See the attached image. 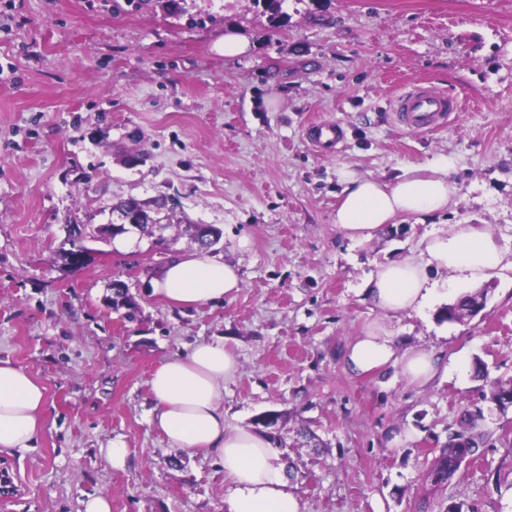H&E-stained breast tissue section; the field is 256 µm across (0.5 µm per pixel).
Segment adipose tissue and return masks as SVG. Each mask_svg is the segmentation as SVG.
<instances>
[{"mask_svg": "<svg viewBox=\"0 0 512 512\" xmlns=\"http://www.w3.org/2000/svg\"><path fill=\"white\" fill-rule=\"evenodd\" d=\"M452 167L442 161L411 167L392 181L362 176L350 169L343 185L335 224L356 242L369 241L400 216H428L447 208L454 192ZM505 254L493 228L454 225L449 233L429 238L419 254L380 265L364 292L385 316L420 311L437 293L428 268L445 270L452 285L476 283L503 268ZM238 268L209 255L186 252L161 268L153 291L169 306L193 310L223 300L238 290ZM348 368L365 375L398 369L407 383L427 386L448 365L424 349L398 350L386 325H368L346 353ZM239 370L223 341H199L166 358L149 381L152 407L148 422L172 448L213 459L228 484L225 512H303L295 485L270 440L251 429L224 424V383ZM48 398L45 387L10 359L0 358V451L27 452L43 429Z\"/></svg>", "mask_w": 512, "mask_h": 512, "instance_id": "obj_1", "label": "adipose tissue"}]
</instances>
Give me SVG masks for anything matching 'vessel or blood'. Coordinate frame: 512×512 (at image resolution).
Here are the masks:
<instances>
[{
  "label": "vessel or blood",
  "instance_id": "1",
  "mask_svg": "<svg viewBox=\"0 0 512 512\" xmlns=\"http://www.w3.org/2000/svg\"><path fill=\"white\" fill-rule=\"evenodd\" d=\"M390 105L408 130L427 132L444 127L449 117L460 110L462 103L457 97L418 82L394 96ZM307 137L320 152L331 153L341 143L343 131L338 124L320 122L308 127Z\"/></svg>",
  "mask_w": 512,
  "mask_h": 512
}]
</instances>
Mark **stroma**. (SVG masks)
Returning a JSON list of instances; mask_svg holds the SVG:
<instances>
[{
  "label": "stroma",
  "instance_id": "35a3bbf8",
  "mask_svg": "<svg viewBox=\"0 0 512 512\" xmlns=\"http://www.w3.org/2000/svg\"><path fill=\"white\" fill-rule=\"evenodd\" d=\"M0 0V358L47 390L36 448L0 453L16 492L0 512H224L212 461L170 448L147 422L149 380L169 356L223 340L240 362L224 384L225 422L280 413L304 512H512V270L486 281L484 307L384 319L362 288L380 264L456 224L492 225L512 253V0H285L270 18L253 0ZM252 43L226 57L227 27ZM425 82L465 98L448 125L402 127L387 102ZM344 140L322 154L310 122ZM449 159L447 211L405 217L363 243L333 222L341 168L390 181ZM177 202L176 215L220 229L212 256L238 266L224 301L190 312L152 293L157 271L194 249L143 238L116 250L102 227L133 198ZM248 247H240L241 239ZM84 247L87 265L61 251ZM138 303L113 308V281ZM386 320L399 349L431 348L446 375L421 389L388 371L351 374L349 342ZM485 434L477 459L433 484L429 467L465 413ZM130 450L113 469L112 439Z\"/></svg>",
  "mask_w": 512,
  "mask_h": 512
}]
</instances>
